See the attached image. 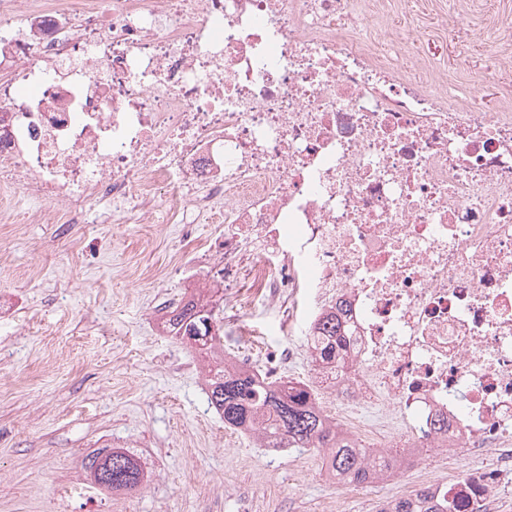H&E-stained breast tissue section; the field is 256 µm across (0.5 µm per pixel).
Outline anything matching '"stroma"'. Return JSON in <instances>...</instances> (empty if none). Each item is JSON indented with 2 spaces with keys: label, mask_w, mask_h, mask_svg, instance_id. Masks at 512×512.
Here are the masks:
<instances>
[{
  "label": "stroma",
  "mask_w": 512,
  "mask_h": 512,
  "mask_svg": "<svg viewBox=\"0 0 512 512\" xmlns=\"http://www.w3.org/2000/svg\"><path fill=\"white\" fill-rule=\"evenodd\" d=\"M385 0L374 23L446 74L449 90L495 106L512 70V0ZM220 224L0 223V512H377L378 499L330 484L313 448L271 450L225 428L189 345L163 331L165 305L219 277ZM248 289L224 301V353L311 382L307 340L287 299L252 312ZM133 453L147 478L132 494L92 484L86 458ZM87 496L60 501L69 481Z\"/></svg>",
  "instance_id": "35a3bbf8"
}]
</instances>
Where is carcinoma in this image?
I'll use <instances>...</instances> for the list:
<instances>
[{"label": "carcinoma", "instance_id": "1", "mask_svg": "<svg viewBox=\"0 0 512 512\" xmlns=\"http://www.w3.org/2000/svg\"><path fill=\"white\" fill-rule=\"evenodd\" d=\"M220 289L186 295L165 314L164 328L181 338L190 325L201 330L195 350L208 361L207 395L211 406L224 418V426L241 433H252L266 448H322L328 451V466L333 476L363 484L373 472L365 464L366 449L351 448L336 433L311 401L303 382L277 381L224 359V331L218 310L223 297ZM322 336L314 346L315 361L336 363V343L341 326L336 315L326 314L318 323ZM112 472L99 465L101 455L88 458L85 467L95 484L112 485L115 492L131 493L143 482L141 463L132 455L111 450ZM458 505L437 496L430 488L419 498L400 497L388 501L379 512H457Z\"/></svg>", "mask_w": 512, "mask_h": 512}]
</instances>
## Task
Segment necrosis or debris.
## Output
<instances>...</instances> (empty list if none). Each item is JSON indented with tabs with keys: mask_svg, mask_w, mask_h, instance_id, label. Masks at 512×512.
<instances>
[{
	"mask_svg": "<svg viewBox=\"0 0 512 512\" xmlns=\"http://www.w3.org/2000/svg\"><path fill=\"white\" fill-rule=\"evenodd\" d=\"M373 0H0V221L220 224L224 285L349 336L315 402L501 512L512 474V87L495 107L389 57ZM27 95H19L18 84Z\"/></svg>",
	"mask_w": 512,
	"mask_h": 512,
	"instance_id": "1",
	"label": "necrosis or debris"
}]
</instances>
